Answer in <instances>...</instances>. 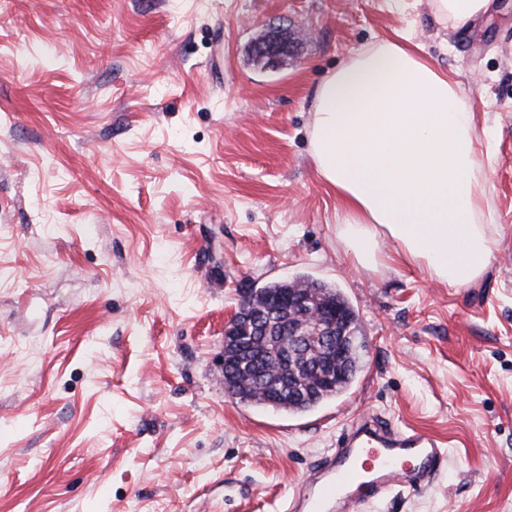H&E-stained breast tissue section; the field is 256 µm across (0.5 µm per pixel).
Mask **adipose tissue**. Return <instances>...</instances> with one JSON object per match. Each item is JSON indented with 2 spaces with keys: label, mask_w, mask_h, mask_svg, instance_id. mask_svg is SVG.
Here are the masks:
<instances>
[{
  "label": "adipose tissue",
  "mask_w": 512,
  "mask_h": 512,
  "mask_svg": "<svg viewBox=\"0 0 512 512\" xmlns=\"http://www.w3.org/2000/svg\"><path fill=\"white\" fill-rule=\"evenodd\" d=\"M461 27L493 0H428ZM319 177L339 200L336 222L352 261L396 259L451 288L477 282L501 239L490 230L489 166L458 83L413 34L363 48L317 87L309 128Z\"/></svg>",
  "instance_id": "ef3b65f1"
}]
</instances>
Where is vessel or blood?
<instances>
[{
	"label": "vessel or blood",
	"instance_id": "vessel-or-blood-1",
	"mask_svg": "<svg viewBox=\"0 0 512 512\" xmlns=\"http://www.w3.org/2000/svg\"><path fill=\"white\" fill-rule=\"evenodd\" d=\"M447 461L436 436L368 417L338 437L286 497L284 512H361L400 482L415 493L428 490Z\"/></svg>",
	"mask_w": 512,
	"mask_h": 512
}]
</instances>
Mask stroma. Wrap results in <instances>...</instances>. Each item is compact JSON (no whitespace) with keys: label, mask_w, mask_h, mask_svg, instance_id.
Instances as JSON below:
<instances>
[{"label":"stroma","mask_w":512,"mask_h":512,"mask_svg":"<svg viewBox=\"0 0 512 512\" xmlns=\"http://www.w3.org/2000/svg\"><path fill=\"white\" fill-rule=\"evenodd\" d=\"M405 30L491 153L502 242L468 287L346 259L309 151L318 83ZM303 275L357 311L360 372L302 415L238 402L225 326ZM371 413L448 463L364 512H512V0L466 28L428 0H0V512H279ZM292 49L291 35L280 27H269L250 45L251 56L266 65L284 62L291 55Z\"/></svg>","instance_id":"obj_1"}]
</instances>
